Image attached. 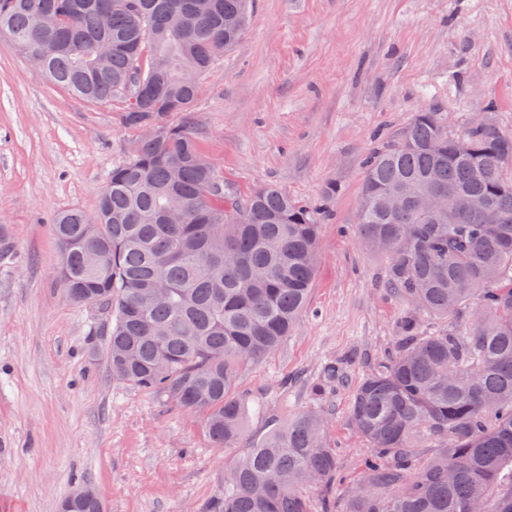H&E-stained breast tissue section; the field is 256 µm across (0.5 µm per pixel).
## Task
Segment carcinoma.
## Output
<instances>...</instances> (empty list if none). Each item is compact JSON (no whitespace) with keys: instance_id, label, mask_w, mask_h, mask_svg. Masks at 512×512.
<instances>
[{"instance_id":"cac0c4a2","label":"carcinoma","mask_w":512,"mask_h":512,"mask_svg":"<svg viewBox=\"0 0 512 512\" xmlns=\"http://www.w3.org/2000/svg\"><path fill=\"white\" fill-rule=\"evenodd\" d=\"M252 0H0V35L38 53L54 84L121 102L140 132L112 167L97 210L59 212V281L111 323L112 375L206 417L227 448L249 409L242 365L274 352L304 309L319 262L321 209L275 186L241 199L198 162L193 111L216 57L245 30ZM152 126L156 134L141 129ZM512 133L490 122L463 137L421 111L364 162L359 242L389 260L410 308L386 356L354 387L350 420L367 442L357 487L338 499L339 465L319 407L266 433L229 466L207 512H512ZM429 187L454 193L420 209ZM400 192L390 208L385 196ZM482 199L500 216L483 224ZM448 323L429 330L423 320ZM319 493L318 502L303 494Z\"/></svg>"}]
</instances>
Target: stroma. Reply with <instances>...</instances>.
Segmentation results:
<instances>
[{"label":"stroma","instance_id":"35a3bbf8","mask_svg":"<svg viewBox=\"0 0 512 512\" xmlns=\"http://www.w3.org/2000/svg\"><path fill=\"white\" fill-rule=\"evenodd\" d=\"M119 107L74 98L0 39V512H58L84 486L105 512H204L269 420L313 404L329 362L344 495L367 448L351 392L408 312L385 287L387 257L356 239L364 159L425 109L455 136L481 117L512 132V0H253L202 79L191 118L217 174L242 196L273 184L325 209L307 308L239 373L247 429L227 448L203 415L115 380L105 313L57 279L55 214L94 213L135 141Z\"/></svg>","mask_w":512,"mask_h":512}]
</instances>
